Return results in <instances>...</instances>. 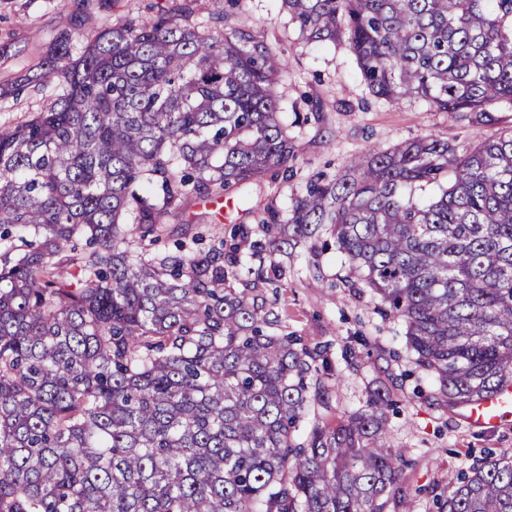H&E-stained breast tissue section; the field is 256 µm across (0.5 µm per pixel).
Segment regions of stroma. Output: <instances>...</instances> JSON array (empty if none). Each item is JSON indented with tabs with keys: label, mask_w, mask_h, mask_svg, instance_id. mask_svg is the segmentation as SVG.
Returning <instances> with one entry per match:
<instances>
[{
	"label": "stroma",
	"mask_w": 512,
	"mask_h": 512,
	"mask_svg": "<svg viewBox=\"0 0 512 512\" xmlns=\"http://www.w3.org/2000/svg\"><path fill=\"white\" fill-rule=\"evenodd\" d=\"M182 3L189 4L196 20L207 22L213 34L251 30L286 62L276 91L281 118L296 136L299 153L291 180L270 175L191 202L182 217L167 219L163 244H172L187 226L212 224L226 236L234 225L257 223L267 205L288 209L311 175L337 174L352 155L368 147L385 149L431 134L466 146L512 125L508 108L494 110L493 123L483 124L469 113L430 111L416 99L393 107L375 98L364 86L346 42L305 41L280 0H243L229 18L224 0H0V85L35 69L59 32H70L80 41L124 18H149ZM56 85V79L49 78L19 99L0 102V132L14 130L42 111ZM309 98L319 101L323 110L308 124L295 126L297 114L307 113ZM282 265L275 299L283 329L313 343L332 344L333 371L326 380L329 404L315 407V414L336 425L363 407L378 385L392 387L394 409L386 429L410 464L400 478L406 502L389 499L385 512H442L451 473L469 469L487 451L512 458V421L476 428L467 423L463 408L449 407L434 380L414 364L401 322L382 317L371 294L357 296L347 287L348 268L335 250L316 253L301 244ZM347 346L358 355L357 366L343 358Z\"/></svg>",
	"instance_id": "stroma-1"
}]
</instances>
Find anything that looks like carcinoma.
<instances>
[{
    "label": "carcinoma",
    "instance_id": "1",
    "mask_svg": "<svg viewBox=\"0 0 512 512\" xmlns=\"http://www.w3.org/2000/svg\"><path fill=\"white\" fill-rule=\"evenodd\" d=\"M342 38L370 93L440 112L512 108V0H281ZM181 7L53 39L57 93L0 132V512H384L406 464L391 389L330 427L327 347L279 330L277 254L334 243L348 287L399 319L448 406L512 385V126L463 148L372 147L199 247L157 248L196 199L289 171L285 69ZM240 281L241 287L231 286ZM448 512H512V458L448 477Z\"/></svg>",
    "mask_w": 512,
    "mask_h": 512
}]
</instances>
